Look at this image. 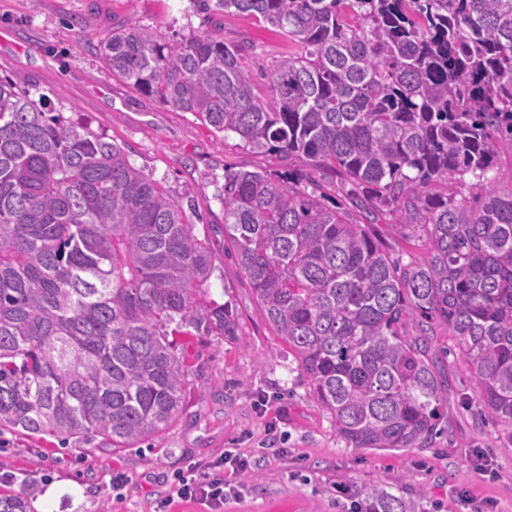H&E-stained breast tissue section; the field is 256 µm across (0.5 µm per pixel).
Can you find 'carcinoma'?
<instances>
[{
    "instance_id": "carcinoma-1",
    "label": "carcinoma",
    "mask_w": 512,
    "mask_h": 512,
    "mask_svg": "<svg viewBox=\"0 0 512 512\" xmlns=\"http://www.w3.org/2000/svg\"><path fill=\"white\" fill-rule=\"evenodd\" d=\"M180 38L118 26L98 54L144 95L234 134L281 171L224 169V236L309 394L354 448L429 447L467 365L512 448V0H192ZM292 45L254 78L214 15ZM332 173L352 202L329 204ZM419 235L404 264L378 218ZM182 197L124 150L0 76V429L131 448L182 410L179 336L235 338ZM454 345L433 344L432 326ZM374 483L344 512H419ZM0 512H31L0 495Z\"/></svg>"
}]
</instances>
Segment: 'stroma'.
I'll return each instance as SVG.
<instances>
[{"label": "stroma", "instance_id": "1", "mask_svg": "<svg viewBox=\"0 0 512 512\" xmlns=\"http://www.w3.org/2000/svg\"><path fill=\"white\" fill-rule=\"evenodd\" d=\"M166 35L198 29L191 0H0V74L55 111L121 146L130 163L174 193L215 257L217 301H230L239 337L185 340L192 367L185 407L158 437L120 452L98 442L61 444L0 431V480L29 496L33 512H155L189 464L236 448L255 461L223 512H344L347 491L400 484L422 512H512V451L503 428L481 415L475 383L448 359V428L430 448L351 447L311 397L293 356L259 312L224 237L217 189L228 167L278 170L195 114L161 105L112 75L97 53L120 25ZM226 44H247L253 73L287 54V39L253 21L224 19Z\"/></svg>", "mask_w": 512, "mask_h": 512}]
</instances>
